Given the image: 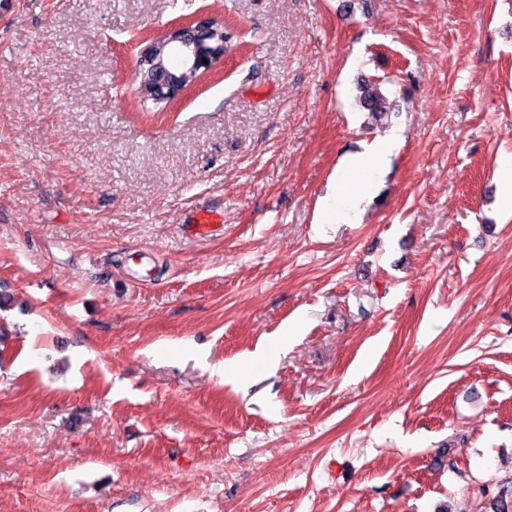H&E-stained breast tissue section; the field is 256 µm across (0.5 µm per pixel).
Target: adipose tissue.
<instances>
[{
	"label": "adipose tissue",
	"mask_w": 512,
	"mask_h": 512,
	"mask_svg": "<svg viewBox=\"0 0 512 512\" xmlns=\"http://www.w3.org/2000/svg\"><path fill=\"white\" fill-rule=\"evenodd\" d=\"M399 132H392L388 140L373 143L365 153L347 157L338 174L332 176L321 213L317 218L321 224H347L352 219V208L347 197L354 185L374 182L381 161L392 146L399 142Z\"/></svg>",
	"instance_id": "ef3b65f1"
}]
</instances>
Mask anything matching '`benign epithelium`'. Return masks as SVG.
<instances>
[{
    "label": "benign epithelium",
    "mask_w": 512,
    "mask_h": 512,
    "mask_svg": "<svg viewBox=\"0 0 512 512\" xmlns=\"http://www.w3.org/2000/svg\"><path fill=\"white\" fill-rule=\"evenodd\" d=\"M205 12L186 24L170 27L164 37L139 53L140 92L157 102L175 101L192 85L195 73L208 72L224 62V30L212 26Z\"/></svg>",
    "instance_id": "obj_1"
}]
</instances>
